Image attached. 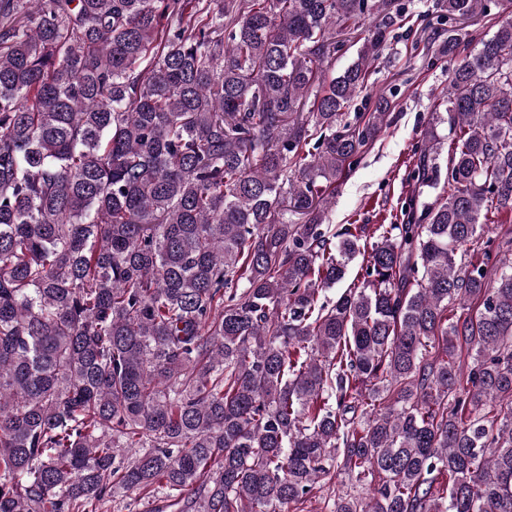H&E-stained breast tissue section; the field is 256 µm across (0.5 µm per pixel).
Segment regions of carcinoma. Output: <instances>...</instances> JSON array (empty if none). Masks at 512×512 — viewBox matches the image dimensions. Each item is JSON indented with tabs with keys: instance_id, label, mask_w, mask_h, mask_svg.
Here are the masks:
<instances>
[{
	"instance_id": "obj_1",
	"label": "carcinoma",
	"mask_w": 512,
	"mask_h": 512,
	"mask_svg": "<svg viewBox=\"0 0 512 512\" xmlns=\"http://www.w3.org/2000/svg\"><path fill=\"white\" fill-rule=\"evenodd\" d=\"M395 2L0 0V512H289L341 472L333 512H512V17L437 44L407 219L326 295ZM366 25H363L357 34H359L357 39H350V41L345 43V46L341 51L336 53L335 59L332 62L331 70L329 75L340 74L344 71V69L351 64L354 60L357 59V53L361 48L363 40H359V38H364L367 35ZM354 40V41H353ZM497 224H489L488 230L485 233L484 240L491 239L490 249L492 252V259L495 261V255L498 252V245L506 239L512 238V212L501 211L496 215ZM151 507V499L148 500L138 491H130L113 502H107L101 512H146Z\"/></svg>"
}]
</instances>
